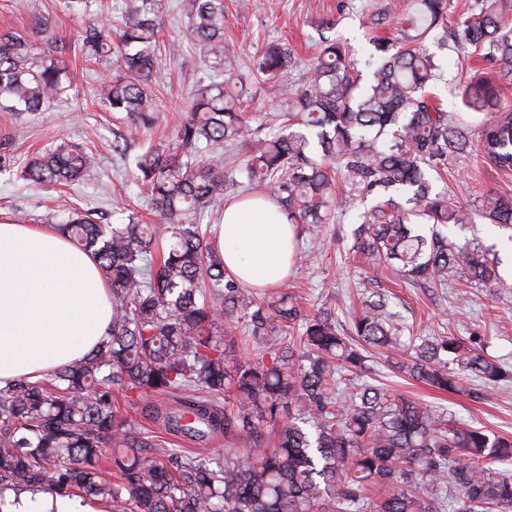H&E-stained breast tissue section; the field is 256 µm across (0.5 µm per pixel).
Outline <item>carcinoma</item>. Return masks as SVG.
I'll use <instances>...</instances> for the list:
<instances>
[{"instance_id": "carcinoma-1", "label": "carcinoma", "mask_w": 512, "mask_h": 512, "mask_svg": "<svg viewBox=\"0 0 512 512\" xmlns=\"http://www.w3.org/2000/svg\"><path fill=\"white\" fill-rule=\"evenodd\" d=\"M449 6L402 0L395 34L372 38L365 75L343 43L327 40L296 83V57L269 46L258 71L282 85L284 130L252 140L243 171L293 224H329L373 194L357 217L356 252L417 283L456 276L494 288L498 257L450 239L471 216L438 179L449 158L473 149L512 172V108L500 97V79L512 77V5L480 0L454 19L462 48L493 66L461 89L465 112L480 119L475 140L430 92L439 77L430 45L447 27ZM192 18L196 52L183 64H225L224 0H192ZM160 30L158 14L139 8L117 41L110 28L82 38L85 58L119 62L100 96L124 113L112 141L122 156L164 120L147 91ZM70 53L61 38L38 53L0 29V110L38 112L60 97ZM233 78L244 84L231 70L193 94L175 147L149 145L135 157L159 223L99 224L73 208L59 224L98 261L112 295L110 327L86 358L0 388V507L5 492L29 491L101 502L108 512H512V438L363 380L369 353L380 350L412 380L480 400L482 389L512 377L484 348L455 336H421L406 347L381 299L365 300L343 336L328 308L308 314L285 293L256 301L225 279L202 221L232 187L224 149L248 128L239 96L227 91ZM96 165L94 152L62 141L32 155L21 177L68 186ZM333 172L346 184L341 195ZM480 217L512 230V196L486 195ZM259 342L262 357L242 353ZM468 379L475 386L464 387ZM129 393L179 394L178 407L151 415L171 435L222 433L249 447L218 457L167 448L121 410L115 395Z\"/></svg>"}]
</instances>
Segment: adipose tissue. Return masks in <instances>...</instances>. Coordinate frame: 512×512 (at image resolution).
I'll return each instance as SVG.
<instances>
[{"mask_svg": "<svg viewBox=\"0 0 512 512\" xmlns=\"http://www.w3.org/2000/svg\"><path fill=\"white\" fill-rule=\"evenodd\" d=\"M296 232L274 202L226 203L217 235L225 273L250 288L281 285ZM110 310L91 254L51 225L0 222V387L86 357L106 336Z\"/></svg>", "mask_w": 512, "mask_h": 512, "instance_id": "ef3b65f1", "label": "adipose tissue"}]
</instances>
